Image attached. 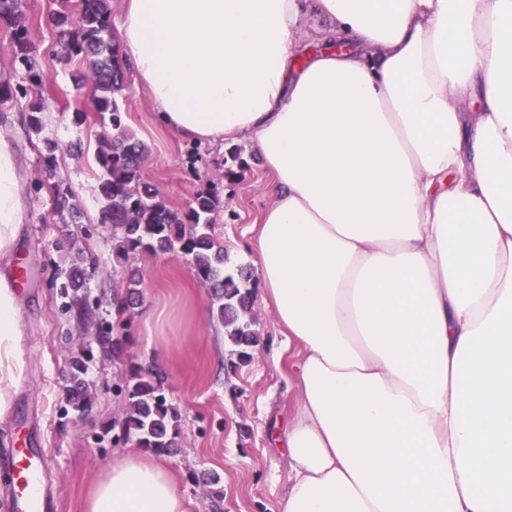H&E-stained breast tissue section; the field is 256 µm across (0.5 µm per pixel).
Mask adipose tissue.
I'll return each mask as SVG.
<instances>
[{"label": "adipose tissue", "mask_w": 512, "mask_h": 512, "mask_svg": "<svg viewBox=\"0 0 512 512\" xmlns=\"http://www.w3.org/2000/svg\"><path fill=\"white\" fill-rule=\"evenodd\" d=\"M173 134L248 141L255 242L291 355L279 512H512V0H125ZM345 38L295 68L307 39ZM24 210L0 137V254ZM0 274V404L24 366ZM84 512H188L130 451Z\"/></svg>", "instance_id": "adipose-tissue-1"}]
</instances>
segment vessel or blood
I'll use <instances>...</instances> for the list:
<instances>
[{
	"label": "vessel or blood",
	"instance_id": "1",
	"mask_svg": "<svg viewBox=\"0 0 512 512\" xmlns=\"http://www.w3.org/2000/svg\"><path fill=\"white\" fill-rule=\"evenodd\" d=\"M0 467L14 475L10 492L15 512H54L55 492L47 480L42 449H13L0 456Z\"/></svg>",
	"mask_w": 512,
	"mask_h": 512
}]
</instances>
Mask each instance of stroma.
Wrapping results in <instances>:
<instances>
[{"label":"stroma","instance_id":"35a3bbf8","mask_svg":"<svg viewBox=\"0 0 512 512\" xmlns=\"http://www.w3.org/2000/svg\"><path fill=\"white\" fill-rule=\"evenodd\" d=\"M56 0H25V25L42 74L46 112L41 136H28L9 88L23 70L8 50L11 28L0 24V136L11 140L22 162L21 193L26 203L12 255L0 269L19 265L20 338L25 367L12 387L9 406L0 411V445L32 442L47 453V476L56 492L58 512H83L87 493L112 462L135 441L115 445L100 441L121 416L125 398L119 388L131 367L151 365L165 377V394L180 413L179 447L164 458L175 474L190 512H278L288 486V463L272 444V431L286 419L294 392L283 357L288 349L262 301H255L261 342L251 364L237 372L224 365L229 348L224 328L211 313L210 291L193 274L180 252L140 253L132 261L141 276L142 298L122 329L126 338L120 360L94 362L88 381L96 394L90 416L65 413L68 356L88 332L65 309L61 286L71 261L60 250L68 240L95 258L87 270L85 291L98 304L93 320L111 319L105 302L121 289L124 274L112 254V228L100 223L97 202L99 170L93 154L104 127L92 110L88 89L76 88L79 61L61 62V48L48 27ZM87 119L77 125L75 110ZM126 122L147 145L145 178L172 209L188 208L197 194L213 190L221 199L212 235L232 263L253 265L251 244L269 204L271 173L246 143L210 145L182 141L158 122L147 93L130 84ZM58 143L57 171L83 208L80 223L64 222L49 194L37 186L38 149L42 139ZM219 484H212V477Z\"/></svg>","mask_w":512,"mask_h":512}]
</instances>
